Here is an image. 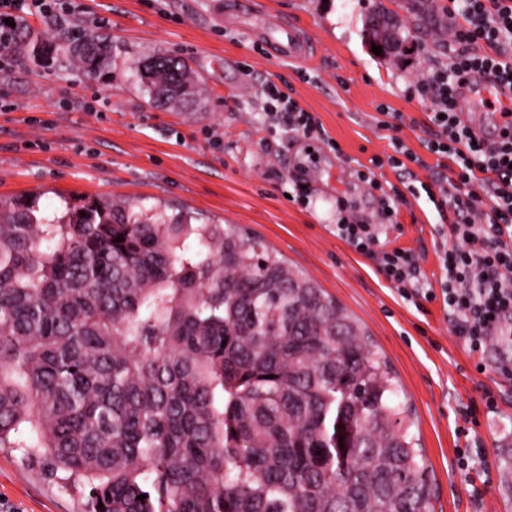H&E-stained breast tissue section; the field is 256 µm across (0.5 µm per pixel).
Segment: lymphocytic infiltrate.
<instances>
[{
	"mask_svg": "<svg viewBox=\"0 0 512 512\" xmlns=\"http://www.w3.org/2000/svg\"><path fill=\"white\" fill-rule=\"evenodd\" d=\"M448 65L418 79L415 91L433 110L435 130L424 146L455 165L453 177H430L421 188L438 212H451V246L439 253V289H422L419 257L412 250L381 242L382 228L398 221L401 191L388 194L376 169L402 167L418 157L404 145L388 159L372 158L358 178L379 192L374 224L340 223L336 235L355 251L371 256L405 301H440L456 335L470 352L484 353L495 321L512 319V122L497 140H477L463 124L459 96L470 73L512 87V0H448Z\"/></svg>",
	"mask_w": 512,
	"mask_h": 512,
	"instance_id": "1",
	"label": "lymphocytic infiltrate"
}]
</instances>
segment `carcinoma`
Returning a JSON list of instances; mask_svg holds the SVG:
<instances>
[{"instance_id": "carcinoma-1", "label": "carcinoma", "mask_w": 512, "mask_h": 512, "mask_svg": "<svg viewBox=\"0 0 512 512\" xmlns=\"http://www.w3.org/2000/svg\"><path fill=\"white\" fill-rule=\"evenodd\" d=\"M48 45L89 77L111 59L91 30ZM149 62L151 99L194 96L181 59ZM195 220L0 203V448L85 484L86 512H421L420 449L362 327L261 240Z\"/></svg>"}]
</instances>
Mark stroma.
Segmentation results:
<instances>
[{"label":"stroma","instance_id":"1","mask_svg":"<svg viewBox=\"0 0 512 512\" xmlns=\"http://www.w3.org/2000/svg\"><path fill=\"white\" fill-rule=\"evenodd\" d=\"M53 20L32 12L0 49V201L36 200L41 215L66 204L121 199L175 207L201 220L237 224L311 278L361 325L400 385L411 434L432 479L430 512H512V380L456 336L440 303L401 299L376 263L336 236V221L376 220L379 202L357 170L400 142L427 167L422 145L432 114L411 90L424 71L445 67L448 0H72ZM409 31L387 57L364 31L374 12ZM296 23L306 55L273 57L265 28ZM94 30L112 43V62L95 77L66 57L34 53L48 36ZM156 53L181 58L195 99L152 104L134 65ZM321 125L306 138L271 113L267 80ZM440 217L426 196L401 206L387 228L392 246L419 254L423 280L438 285ZM497 400L471 428L487 448L490 476L460 470L463 412L484 391ZM483 487L475 499L473 487ZM86 486L49 475L22 448H0V512H85Z\"/></svg>","mask_w":512,"mask_h":512}]
</instances>
